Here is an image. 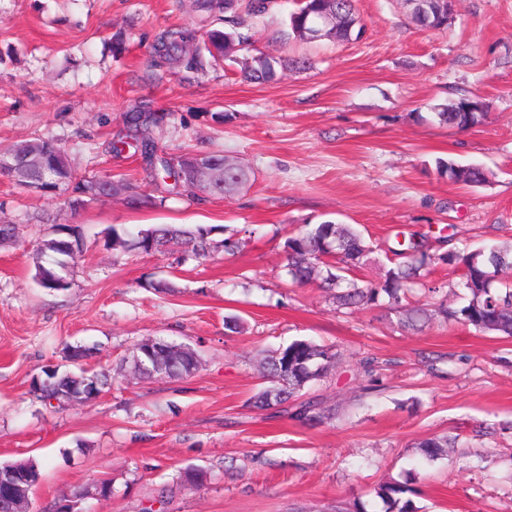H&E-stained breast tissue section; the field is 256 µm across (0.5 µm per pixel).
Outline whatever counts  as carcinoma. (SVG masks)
Segmentation results:
<instances>
[{
    "instance_id": "obj_1",
    "label": "carcinoma",
    "mask_w": 512,
    "mask_h": 512,
    "mask_svg": "<svg viewBox=\"0 0 512 512\" xmlns=\"http://www.w3.org/2000/svg\"><path fill=\"white\" fill-rule=\"evenodd\" d=\"M275 3L276 0H193L195 11L205 18L227 15L232 29L207 31L204 48L197 47L192 54L185 52V46L199 43L197 31L192 28L165 29L156 38L153 49L175 74L184 70L204 76L208 65L228 61L240 66L247 80L273 81L277 75V61L262 53H250L249 36L241 29L249 27L250 20L267 13ZM325 11L336 13V32L326 34L329 40H347L355 28H363L353 0H294V9L288 14V26L294 36L304 40L305 30L318 24ZM410 17L413 23L425 29L448 27V13L439 9L438 0H419L410 4ZM204 50L209 57L202 55ZM474 101L475 98L469 97L435 105L433 118L449 127L463 129L474 126L484 118L482 112L467 111ZM164 119L165 116L156 114L147 106L131 112L129 116V138L148 157L149 165L155 171L154 178H172L194 193L220 196L235 194L251 181L252 172L242 166L239 177L231 178L222 185H196L187 176V159L199 157L221 167L224 156L187 152L175 159L157 157L151 127L160 125ZM437 168L448 173V180L453 183L481 186L488 182L486 170L477 165H460L451 159H440ZM0 175L9 177L23 191L35 189L51 193L74 184L80 193L93 198L107 195L102 179L77 177L67 154L51 138L21 141L4 152L0 151ZM215 230L214 226L201 224H155L131 234L127 239L114 235L112 240L105 241L104 246H118L139 254L167 252L178 247L185 255L196 259L208 258L220 246L227 254L240 249L242 241L238 239L229 237L215 241L212 238ZM285 248L287 273L291 280L305 284L318 275L322 276L325 287L334 291L333 299L340 309H363L378 306L385 300L389 309L403 312L400 325L407 330H418L437 315L448 324L470 325L484 334L512 337V288L496 286L498 272L504 267L512 268V243H493L471 251L458 249L438 257V260L456 265L461 270L462 285L469 291V299L463 306L450 307L441 303L434 310L404 308L409 295L423 286L421 271L432 260L422 239L412 236L399 242L398 249L394 250L398 260L384 270L379 282L365 286L348 278L349 273L365 263L370 253L362 232L351 224L325 221L302 229L288 237ZM82 256L83 236L77 229L67 237L54 235L44 239L33 256L34 278L44 288L65 290L70 287V282L64 276V270L76 265ZM333 359L335 353L331 348L308 340H295L266 354L261 367L267 385L253 396L254 407L269 409L301 397L306 385L324 377ZM200 365V356L195 349L169 342L166 348L155 350L149 356L139 354V361L133 362V369L149 377L163 373L169 378H187L195 374ZM44 373L46 378L33 381L31 395L49 407L66 386H81L93 378L101 386L107 384L103 374L89 375L85 371L60 374L48 369ZM322 412L321 402L310 397L294 406L292 416L299 420H314ZM457 446L458 438L455 436L428 439L418 444L431 460ZM411 493L413 489L400 482L375 489L384 512H417L409 498Z\"/></svg>"
}]
</instances>
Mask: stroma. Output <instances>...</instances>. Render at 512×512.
Returning a JSON list of instances; mask_svg holds the SVG:
<instances>
[{
  "instance_id": "stroma-1",
  "label": "stroma",
  "mask_w": 512,
  "mask_h": 512,
  "mask_svg": "<svg viewBox=\"0 0 512 512\" xmlns=\"http://www.w3.org/2000/svg\"><path fill=\"white\" fill-rule=\"evenodd\" d=\"M355 8L363 32L341 42L295 37L284 5L257 18L253 52L280 62L275 81L257 83L223 63L203 78L175 74L155 56L164 29H227L201 21L193 0H0V150L48 137L78 174L128 180L155 200L72 209L76 191L0 177V222L18 227L0 245V462L39 464L34 512L99 480L111 498H86L81 512H382L375 489L389 480L409 482L419 512H512V338L440 322L405 330L383 306L340 311L319 282L292 283L285 268V242L305 224L363 232L373 252L352 273L362 286L378 281L388 249L422 235L435 257L423 281L439 292L412 302L461 304L460 273L440 254L512 241V0H455L439 31L413 25L405 0ZM300 58L310 68H295ZM473 94L480 124L434 121L433 105ZM139 104L165 116L152 130L158 155L220 153L251 170L249 185L193 195L155 182L134 148L111 151ZM440 158L483 166L489 181L450 182ZM58 224L86 240L63 291L33 278L34 251ZM154 224H203L245 244L187 261L103 246ZM162 279L174 290H154ZM228 315L241 332L225 329ZM146 338L190 345L199 370L133 375ZM295 339L336 355L305 390L331 420L250 405L265 384L261 352ZM76 343L111 388L64 409L33 401L34 378ZM443 435L458 447L422 460L417 445ZM192 467L208 473L197 488L179 479Z\"/></svg>"
}]
</instances>
